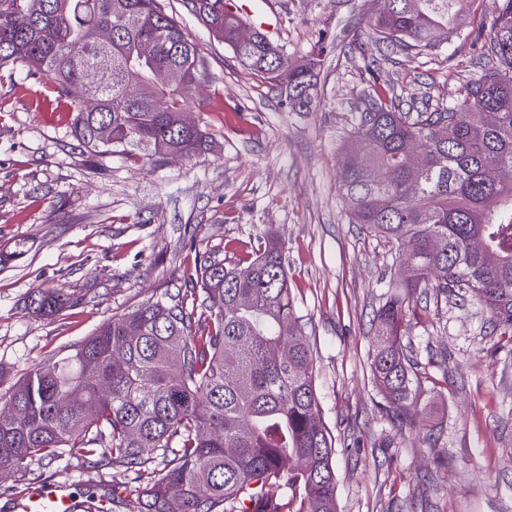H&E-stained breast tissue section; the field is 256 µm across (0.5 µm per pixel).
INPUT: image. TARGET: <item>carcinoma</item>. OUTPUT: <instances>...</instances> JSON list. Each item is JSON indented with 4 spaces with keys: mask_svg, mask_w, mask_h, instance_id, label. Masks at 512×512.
Segmentation results:
<instances>
[{
    "mask_svg": "<svg viewBox=\"0 0 512 512\" xmlns=\"http://www.w3.org/2000/svg\"><path fill=\"white\" fill-rule=\"evenodd\" d=\"M185 2L293 109H310L324 38L284 76L283 46L261 32L238 42L243 21L224 0ZM466 2L386 0L369 29L387 52L429 59L461 36L485 73L434 108L408 104L373 79L338 175L352 223L405 265L377 311L370 363L402 428L421 389L404 352L406 298L430 288L471 295L492 330L512 340V0H498L487 31L458 25ZM18 63L71 100L70 134L91 153L214 150L201 124H179L207 74L164 0H0V69ZM162 70L179 81L158 82ZM484 111L495 123L484 122ZM489 155L495 171L485 165ZM191 281L190 293L114 315L71 354L27 372L0 416V472L65 455L110 457L136 474L135 484L112 486V496H136L140 512H336L335 440L294 317L282 244L270 234L234 263L198 254ZM71 304L63 289L40 287L26 310L51 316Z\"/></svg>",
    "mask_w": 512,
    "mask_h": 512,
    "instance_id": "obj_1",
    "label": "carcinoma"
}]
</instances>
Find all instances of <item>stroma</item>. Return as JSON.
Segmentation results:
<instances>
[{
  "mask_svg": "<svg viewBox=\"0 0 512 512\" xmlns=\"http://www.w3.org/2000/svg\"><path fill=\"white\" fill-rule=\"evenodd\" d=\"M278 18L295 62L318 37L327 55L317 103L296 112L191 13L166 10L190 34L208 77L201 121L214 152L158 160L88 153L69 133L68 100L23 66L0 69V399L34 366L66 356L113 315L189 287L196 253L234 262L264 233L288 259L296 314L313 351L322 417L336 440L337 512H512V342L492 334L474 298L414 296L403 344L421 394L412 425L394 426L370 378L371 323L389 290L387 246L350 223L337 185L351 116L362 104L364 58L377 56L368 21L379 0H259ZM455 39L422 64L399 55L381 80L404 100L444 104L479 76ZM37 287L74 302L27 314ZM117 462L78 457L0 476V512L65 480L77 502L111 500L130 481Z\"/></svg>",
  "mask_w": 512,
  "mask_h": 512,
  "instance_id": "1",
  "label": "stroma"
}]
</instances>
